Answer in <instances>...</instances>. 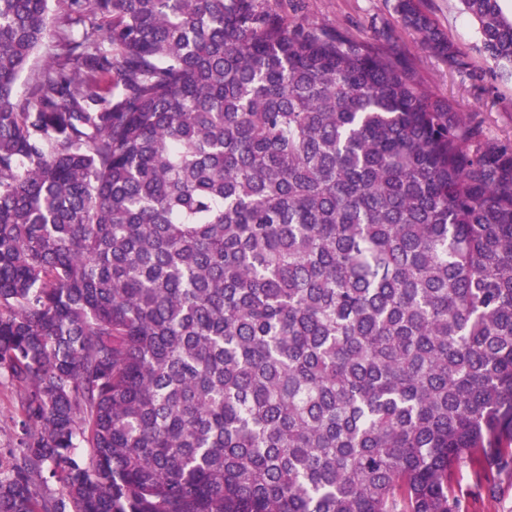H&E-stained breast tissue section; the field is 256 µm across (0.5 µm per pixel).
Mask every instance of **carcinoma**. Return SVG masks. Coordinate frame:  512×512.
<instances>
[{"label":"carcinoma","mask_w":512,"mask_h":512,"mask_svg":"<svg viewBox=\"0 0 512 512\" xmlns=\"http://www.w3.org/2000/svg\"><path fill=\"white\" fill-rule=\"evenodd\" d=\"M0 370V512H464L512 459V144L261 0H0ZM55 18L52 16V19H50V34L45 39L44 44L41 46V48L33 55V57L30 59L24 73L22 74L20 80L18 81L16 91L18 95H23L26 91L28 77L33 73H38L42 68L45 66V64L49 61L50 56L54 52V39H53V33L55 29ZM18 395L7 373L0 374V456L5 461L19 455Z\"/></svg>","instance_id":"obj_1"}]
</instances>
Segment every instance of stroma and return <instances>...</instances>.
I'll list each match as a JSON object with an SVG mask.
<instances>
[{"mask_svg":"<svg viewBox=\"0 0 512 512\" xmlns=\"http://www.w3.org/2000/svg\"><path fill=\"white\" fill-rule=\"evenodd\" d=\"M467 66L456 69L405 32L394 11L395 0H262L271 13L291 25L382 48L399 43L401 62L432 97L481 122L487 142L512 140V68L497 65L484 51L477 22L460 0H416ZM18 395L7 374H0V458L19 453ZM463 500L477 501L480 512H512V469L500 470L492 486L476 487L463 473L458 487Z\"/></svg>","mask_w":512,"mask_h":512,"instance_id":"obj_1","label":"stroma"}]
</instances>
